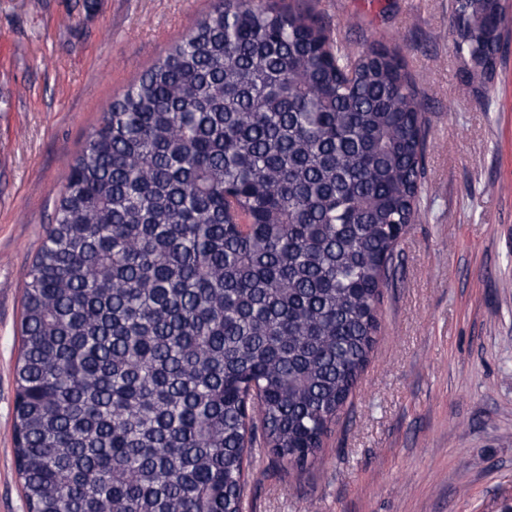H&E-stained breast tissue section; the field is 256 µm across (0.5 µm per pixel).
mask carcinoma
Returning <instances> with one entry per match:
<instances>
[{"label": "carcinoma", "instance_id": "cac0c4a2", "mask_svg": "<svg viewBox=\"0 0 512 512\" xmlns=\"http://www.w3.org/2000/svg\"><path fill=\"white\" fill-rule=\"evenodd\" d=\"M496 0L454 47L494 70ZM425 108L304 3L214 0L106 104L25 274L14 456L28 512H242L260 442L312 463L417 212Z\"/></svg>", "mask_w": 512, "mask_h": 512}]
</instances>
